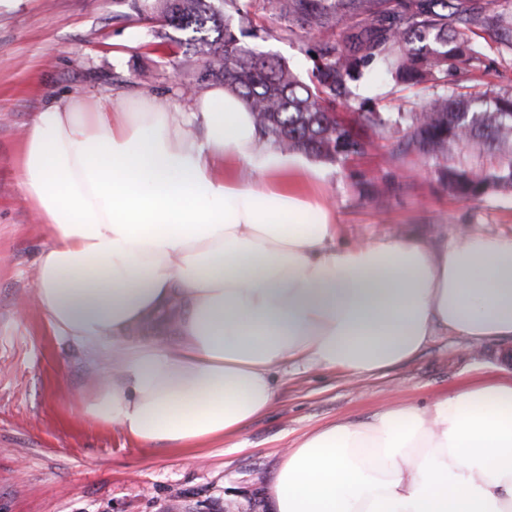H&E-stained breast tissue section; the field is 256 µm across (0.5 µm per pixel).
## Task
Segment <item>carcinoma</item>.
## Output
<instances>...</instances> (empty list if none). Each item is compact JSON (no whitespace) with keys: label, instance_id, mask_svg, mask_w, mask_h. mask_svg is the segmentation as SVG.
I'll use <instances>...</instances> for the list:
<instances>
[{"label":"carcinoma","instance_id":"1","mask_svg":"<svg viewBox=\"0 0 512 512\" xmlns=\"http://www.w3.org/2000/svg\"><path fill=\"white\" fill-rule=\"evenodd\" d=\"M268 5L288 22L286 35H296L298 27L318 35L311 83L245 43L265 39L266 31L253 23L243 0H128L136 16L157 20L156 44L181 50L174 66L195 69L193 90L223 84L248 102L260 136L276 149L328 161L365 152L370 140L363 132L383 125L379 113L363 112L359 134L329 112L328 106L346 98L348 81L362 69L382 66L406 83L434 79L448 66L473 59L467 31L507 21L502 13H486L479 0H268ZM406 124L408 146L421 154H445L463 140L503 154V167L492 174L448 170L452 193L469 197L490 185H512V95L492 100L470 93L439 95L427 107L409 111Z\"/></svg>","mask_w":512,"mask_h":512}]
</instances>
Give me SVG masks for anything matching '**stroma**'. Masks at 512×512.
Wrapping results in <instances>:
<instances>
[{"label":"stroma","instance_id":"1","mask_svg":"<svg viewBox=\"0 0 512 512\" xmlns=\"http://www.w3.org/2000/svg\"><path fill=\"white\" fill-rule=\"evenodd\" d=\"M244 2L268 32L257 50L309 81L316 36L302 29L282 39L285 22L265 0ZM123 10L122 0H0V512H269L266 485L281 453L304 435L344 418L369 420L395 400L426 406L477 368L512 375L511 338L474 356L466 341L436 336L409 362L354 382L329 369L276 365L270 407L234 441L207 448H144L86 417L87 354L51 336L25 305L43 240L40 217L20 194L18 158L34 112L61 98L184 103L194 74L173 69L176 45L154 44V20L126 19ZM468 38L477 62L444 78L408 85L371 66L349 82L336 115L352 126L359 113H380L373 146L333 162L307 159L326 175L340 241L400 235L436 246L473 233L512 236V186L471 198L448 190L449 169L494 172L498 153L472 140L439 157L407 147L404 112L434 96L464 86L512 92V25L475 28Z\"/></svg>","mask_w":512,"mask_h":512}]
</instances>
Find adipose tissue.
<instances>
[{
    "instance_id": "1",
    "label": "adipose tissue",
    "mask_w": 512,
    "mask_h": 512,
    "mask_svg": "<svg viewBox=\"0 0 512 512\" xmlns=\"http://www.w3.org/2000/svg\"><path fill=\"white\" fill-rule=\"evenodd\" d=\"M19 167L47 238L33 307L116 366L85 411L143 446L233 438L284 362L357 380L441 333L512 337V236L331 248L323 174L260 141L224 87L137 112L54 103L33 114ZM266 493L271 512H512V377L316 430Z\"/></svg>"
}]
</instances>
